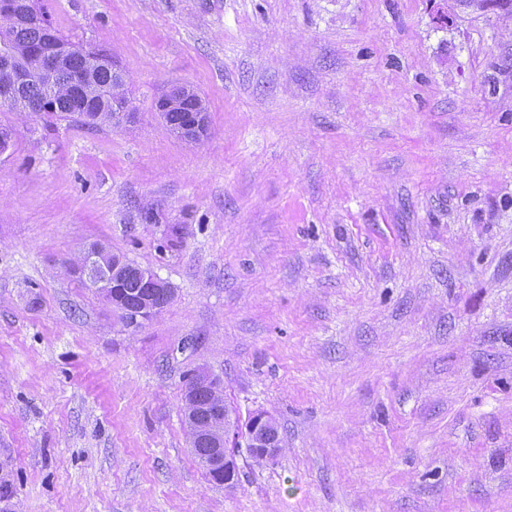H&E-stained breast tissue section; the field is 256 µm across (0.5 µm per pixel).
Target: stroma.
Listing matches in <instances>:
<instances>
[{
  "mask_svg": "<svg viewBox=\"0 0 512 512\" xmlns=\"http://www.w3.org/2000/svg\"><path fill=\"white\" fill-rule=\"evenodd\" d=\"M43 2L134 118L0 105V512H512V12ZM93 243L171 304L127 324L67 271ZM201 370L278 425L231 487L190 447ZM193 95H198L192 89L183 86L175 85L164 91L157 99L156 107L159 112H165V119L170 127H181L189 121L190 113L193 111V102H187L184 107L179 111H174L182 107L183 103L191 98ZM199 112H196L195 122L189 126L173 129V133L180 139L190 142H196L207 135L208 120L207 108L198 95ZM174 111V112H169Z\"/></svg>",
  "mask_w": 512,
  "mask_h": 512,
  "instance_id": "stroma-1",
  "label": "stroma"
}]
</instances>
